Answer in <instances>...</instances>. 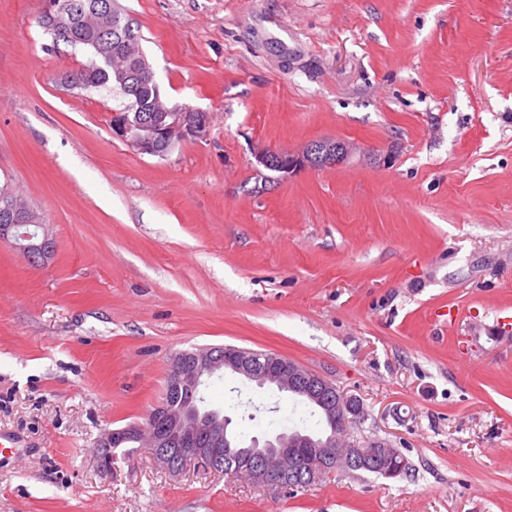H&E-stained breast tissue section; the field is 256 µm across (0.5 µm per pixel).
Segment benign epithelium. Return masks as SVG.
Here are the masks:
<instances>
[{
	"mask_svg": "<svg viewBox=\"0 0 512 512\" xmlns=\"http://www.w3.org/2000/svg\"><path fill=\"white\" fill-rule=\"evenodd\" d=\"M110 127L112 136L137 153L159 156L177 142L204 136L209 113L174 108L159 112L148 121H139L114 112ZM352 153L353 147L347 142L326 141L296 153L265 152L259 162L290 174L306 168L342 166ZM0 214L4 218L0 224L1 241L11 243L30 260L52 256L54 243L48 232L34 237L21 231L25 226H40V217L34 210L20 208L7 188L0 191ZM221 370H229L259 388L305 394L323 410L331 424L329 434L317 440L292 431L264 442L256 438L246 445L239 442L226 427L228 418L218 410H202L197 405V393L205 377ZM349 413L363 416V408L355 398L344 397L332 382L287 358L268 354L261 360L253 351L236 347L197 349L174 357L167 393L149 411L147 421L105 431L97 448L107 451L99 456L104 465L111 448L139 443L151 448L155 462L172 473L191 462L216 466L221 457L233 452L246 461L256 460L250 469L253 480L277 486L287 478L311 482L330 467L364 466L387 478L398 476L402 465L392 463L395 449L385 442L351 438Z\"/></svg>",
	"mask_w": 512,
	"mask_h": 512,
	"instance_id": "benign-epithelium-1",
	"label": "benign epithelium"
}]
</instances>
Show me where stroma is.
<instances>
[{
    "label": "stroma",
    "instance_id": "35a3bbf8",
    "mask_svg": "<svg viewBox=\"0 0 512 512\" xmlns=\"http://www.w3.org/2000/svg\"><path fill=\"white\" fill-rule=\"evenodd\" d=\"M204 137L143 155L126 97L0 0V188L54 241L0 242V512H512V0H117ZM344 140L282 175L258 153ZM286 357L358 398L355 439L407 473L343 468L289 491L136 449L184 350ZM246 438L306 429L300 401L217 373Z\"/></svg>",
    "mask_w": 512,
    "mask_h": 512
}]
</instances>
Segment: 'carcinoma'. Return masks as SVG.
<instances>
[{
	"mask_svg": "<svg viewBox=\"0 0 512 512\" xmlns=\"http://www.w3.org/2000/svg\"><path fill=\"white\" fill-rule=\"evenodd\" d=\"M75 5V12L64 11L57 23L41 21V26L54 44L64 43L90 56L89 63L72 71L68 78L77 87L88 89L113 85L119 88L129 103L124 111L146 117L167 104L155 79L142 69V60L120 53L121 46L141 48L138 24L118 6L108 0L112 23L100 29L96 13L103 0H61Z\"/></svg>",
	"mask_w": 512,
	"mask_h": 512,
	"instance_id": "carcinoma-1",
	"label": "carcinoma"
}]
</instances>
